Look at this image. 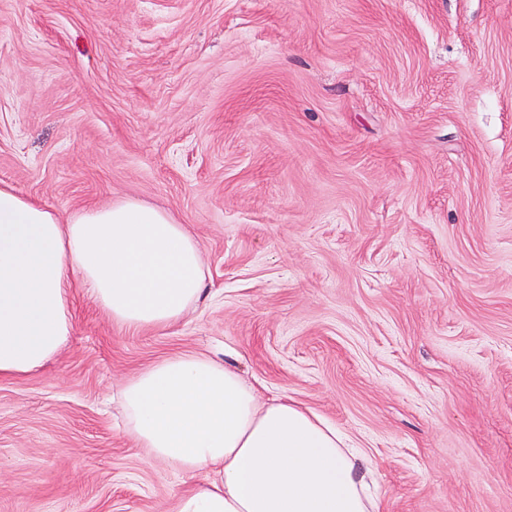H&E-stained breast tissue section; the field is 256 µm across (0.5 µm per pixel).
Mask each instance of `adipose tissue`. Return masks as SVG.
Masks as SVG:
<instances>
[{
  "mask_svg": "<svg viewBox=\"0 0 512 512\" xmlns=\"http://www.w3.org/2000/svg\"><path fill=\"white\" fill-rule=\"evenodd\" d=\"M112 322L170 327L206 291L198 242L135 200L61 217L0 185V379L42 367L72 335V288ZM125 431L149 460L211 479L172 512H381L374 467L300 402L262 399L235 366L199 353L157 361L119 392Z\"/></svg>",
  "mask_w": 512,
  "mask_h": 512,
  "instance_id": "ef3b65f1",
  "label": "adipose tissue"
}]
</instances>
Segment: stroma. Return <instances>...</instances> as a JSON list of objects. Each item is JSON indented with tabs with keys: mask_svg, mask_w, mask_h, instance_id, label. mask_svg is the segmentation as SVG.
<instances>
[{
	"mask_svg": "<svg viewBox=\"0 0 512 512\" xmlns=\"http://www.w3.org/2000/svg\"><path fill=\"white\" fill-rule=\"evenodd\" d=\"M0 183L136 200L207 296L0 379V512H168L114 397L205 352L377 468L384 512H512V0H0Z\"/></svg>",
	"mask_w": 512,
	"mask_h": 512,
	"instance_id": "stroma-1",
	"label": "stroma"
}]
</instances>
